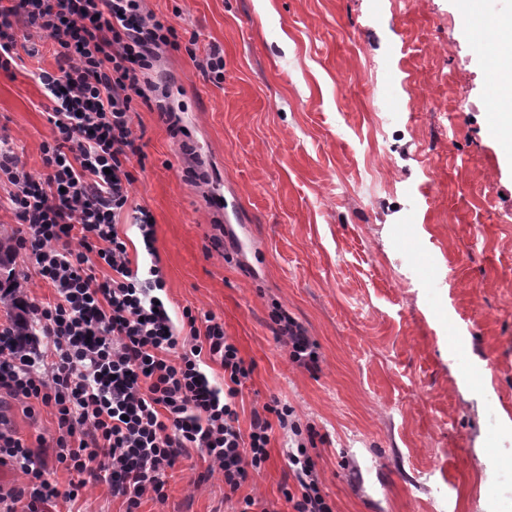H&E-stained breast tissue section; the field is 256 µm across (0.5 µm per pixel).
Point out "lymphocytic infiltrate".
Wrapping results in <instances>:
<instances>
[{
	"instance_id": "1",
	"label": "lymphocytic infiltrate",
	"mask_w": 512,
	"mask_h": 512,
	"mask_svg": "<svg viewBox=\"0 0 512 512\" xmlns=\"http://www.w3.org/2000/svg\"><path fill=\"white\" fill-rule=\"evenodd\" d=\"M24 31L56 47V70L35 75L53 139L36 176L0 138V180L10 186L0 206L20 222L30 277L53 297L24 303L29 335L0 329V392L30 413L52 408L55 461L77 476L67 500L103 482L125 512L147 497L165 502L169 470L195 449L222 470L232 498L264 469L278 428L288 436L292 483L282 494L291 512H333L308 451L313 436L291 407L271 400L241 430L236 399L253 367L223 322L188 306L172 317L150 212L140 209L135 224L149 263L133 265L118 228L135 181L133 101L145 97L163 50L178 47L176 27L145 0H0V70L35 55L21 46ZM272 320L290 360L316 369L311 336L282 311ZM211 363L223 382L211 380ZM0 464L25 478L0 492V512H42L57 498L41 453L2 427Z\"/></svg>"
}]
</instances>
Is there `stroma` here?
Masks as SVG:
<instances>
[{"label":"stroma","mask_w":512,"mask_h":512,"mask_svg":"<svg viewBox=\"0 0 512 512\" xmlns=\"http://www.w3.org/2000/svg\"><path fill=\"white\" fill-rule=\"evenodd\" d=\"M472 2H146L180 47L157 63L170 119L134 103L142 162L119 221L150 211L169 306L214 313L252 363L241 429L273 397L314 428L335 512H512V150L491 132L512 108L491 106L507 88ZM34 43L0 71V137L37 174L53 132L33 73L57 62ZM213 46L220 81L196 63ZM381 96L410 107L382 122ZM276 306L315 340L316 372L278 347ZM0 410L30 448L51 440L49 409L32 419L6 396ZM285 443L274 432L239 497L284 512ZM191 463L139 512H235L222 471ZM124 510L104 483L44 508Z\"/></svg>","instance_id":"35a3bbf8"}]
</instances>
